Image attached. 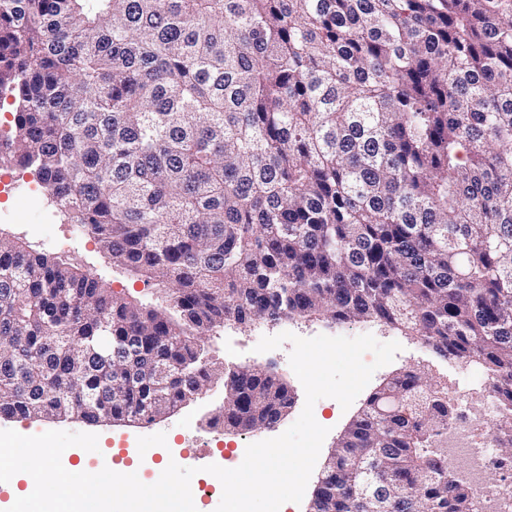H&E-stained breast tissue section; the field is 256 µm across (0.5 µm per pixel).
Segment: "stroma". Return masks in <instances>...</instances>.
<instances>
[{
    "instance_id": "stroma-1",
    "label": "stroma",
    "mask_w": 512,
    "mask_h": 512,
    "mask_svg": "<svg viewBox=\"0 0 512 512\" xmlns=\"http://www.w3.org/2000/svg\"><path fill=\"white\" fill-rule=\"evenodd\" d=\"M8 173L12 185L7 195L0 196V235L24 242L40 252L64 256L70 262L81 265L83 271L98 277L115 292L138 301L156 302L160 293L153 283L113 267L111 260L99 252L90 236L80 232L76 225L62 221L60 214L39 188L31 170L12 167ZM282 332L304 338L321 334L345 337L370 334L378 341H396L402 346L390 364L373 374L368 385L349 408H341L332 398H323L315 403L314 418L320 425L328 427L329 433L322 444L301 502L285 503L282 512H309L326 458L337 445L340 435L364 408L369 395L397 374L420 369L451 389L465 380L474 386L469 395L471 404L479 406L486 401L485 385L488 377L481 367H473L469 372L463 371L460 361L444 360L416 337L404 335L385 324L349 322L340 325L324 318L283 319L274 323L260 322L249 327L228 324L209 332L205 342L210 357L224 367L259 366L270 370L288 385L294 402L281 421L272 428L234 431L209 426V419L224 405V379L219 376L197 398L168 417L150 424L100 423L92 426L76 419H0V430L12 429L26 436L49 430L91 432L98 437L99 450L95 453L83 452L82 457L89 464H96L97 455L101 452L113 455L124 450L129 456L137 457L147 451L157 456L159 463L174 460L180 466L196 468L192 485L216 484V477L206 473L205 467L209 464H222V449L243 448L252 441L277 437L297 420L303 410L304 389L289 362L291 343H284L280 348L266 353L254 350L261 337Z\"/></svg>"
}]
</instances>
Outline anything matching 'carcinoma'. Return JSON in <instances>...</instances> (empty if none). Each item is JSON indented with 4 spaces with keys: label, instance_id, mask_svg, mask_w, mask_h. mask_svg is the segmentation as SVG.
<instances>
[{
    "label": "carcinoma",
    "instance_id": "cac0c4a2",
    "mask_svg": "<svg viewBox=\"0 0 512 512\" xmlns=\"http://www.w3.org/2000/svg\"><path fill=\"white\" fill-rule=\"evenodd\" d=\"M4 92L0 161L168 292L0 235L1 418L150 423L211 382L212 328L379 321L489 374L512 461V0H0ZM224 386L229 428L291 404L260 367ZM455 412L428 374L390 379L310 512H476Z\"/></svg>",
    "mask_w": 512,
    "mask_h": 512
}]
</instances>
